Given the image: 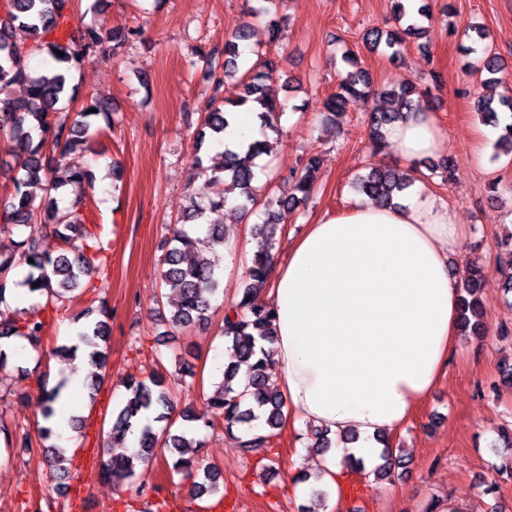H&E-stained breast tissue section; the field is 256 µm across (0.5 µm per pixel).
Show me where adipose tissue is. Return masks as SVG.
I'll return each instance as SVG.
<instances>
[{
	"instance_id": "obj_1",
	"label": "adipose tissue",
	"mask_w": 512,
	"mask_h": 512,
	"mask_svg": "<svg viewBox=\"0 0 512 512\" xmlns=\"http://www.w3.org/2000/svg\"><path fill=\"white\" fill-rule=\"evenodd\" d=\"M386 142L409 164L438 154L445 134L426 111L390 125ZM463 240L434 199L364 202L309 225L287 260L273 262V361L288 414L359 436L321 461L329 495L344 491L342 458L372 467L377 436L404 425L444 374L459 338L448 257Z\"/></svg>"
}]
</instances>
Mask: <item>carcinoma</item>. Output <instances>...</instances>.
Wrapping results in <instances>:
<instances>
[{
    "label": "carcinoma",
    "instance_id": "obj_1",
    "mask_svg": "<svg viewBox=\"0 0 512 512\" xmlns=\"http://www.w3.org/2000/svg\"><path fill=\"white\" fill-rule=\"evenodd\" d=\"M70 0H10L8 18L0 22V92L19 86L24 94L0 97V131L16 144L19 158V172L16 177V192L5 211L6 223L24 228L27 234L17 242L23 249L24 257L33 259L28 264L24 279H12L15 257L8 249L0 248V304L6 302L11 287L26 286L28 291L46 296L45 305L33 304L24 316L9 309H0V343L13 337L27 341L36 352L45 348V320L52 313L64 315L77 297L79 289L89 290L92 277L105 271L108 263L110 243L105 241L98 225L86 223L78 208L62 209L57 195L67 185L82 188L93 183L90 172L68 166L65 159L84 143L100 140L111 134L116 125L109 103L94 99L76 111L73 108L77 87L72 85L74 73L81 69L85 59L93 54L103 58L116 55L117 49L127 40L139 34L134 27L110 29L106 24L86 27L79 36L58 35L67 24ZM395 20L399 28L389 30L375 26L365 34V40L374 48H383L396 58L401 54L406 39L424 37L425 30L419 19L426 15L427 5L417 7L416 13L409 14L404 0H394ZM280 0H267L262 16L268 45L277 47L281 41L282 18L279 16ZM19 27L34 35L35 40L20 45L13 39V29ZM247 38L243 32H236L224 44V76L238 73L236 59L238 42ZM62 55H57V52ZM24 53L42 55L49 65L47 73L33 76L20 65ZM255 62L240 76L242 93L238 100L222 97L224 79L216 73L212 59L204 58L205 77L211 82V96L204 108L200 130L192 146V165L199 174L209 175L215 185L213 195L194 201L192 211L186 216L191 225H181L173 230L167 250L160 259L161 280L165 287L174 292L178 301L171 323L184 328L206 326L210 321L211 299L220 290V280L214 265L203 256V252L224 246L223 222L208 223L205 234L199 235L195 222L206 219L208 213H233L259 211L264 214L263 222L253 225L252 236L262 241L247 266L243 288L235 301L224 312L222 336L233 350L236 362L228 365L220 382L211 393L203 395L205 412L195 413L191 408L182 410L180 418L184 425L176 426L173 419L174 400L165 386L163 375L151 373L145 379L125 381V397L112 411L110 435L112 443L126 444L128 435L135 432L136 448L130 453L104 458L99 456L98 480L104 483H118L131 478L140 480L137 493L150 491L158 493L160 484L144 480L148 464L181 472L193 479L190 493L198 498L210 497L224 487L217 465L203 456L183 457V448H203L201 441L192 433L191 424L200 422L205 429L221 427L224 432L236 436L242 448H261L269 445L277 436L286 419L285 401L278 384L273 381L274 363L272 345L275 336L272 331L274 312L270 302L261 294L269 286V266L272 259V243L279 225L288 219L307 201L315 191L320 171V159L316 155L305 158L300 167L290 171L296 194L287 201L274 197L270 186H256L257 164L255 159L271 155L273 147L268 140H254L245 151L238 153L230 149L218 152L204 163L201 156L205 141L224 144V132L230 126L235 109L247 107L258 113L263 127L278 134L283 132V112L270 90L271 83L279 76L276 59L269 57V51L254 50ZM475 71L486 75L484 83L499 82L501 72L498 57L484 54L475 60ZM376 89L365 79L363 71L347 72L338 83L336 92L330 94L324 104L323 123L336 124L337 117L355 101H369ZM390 106L387 110L370 109L367 119L371 132L372 153L381 151L384 144L383 130L403 111H412L429 104L430 89L423 91L413 87H401L388 92ZM477 109L485 120L497 127L499 113L512 112V96L499 99L484 97L477 103ZM502 126V125H500ZM500 140L512 144V123L502 126ZM230 181L241 190L239 202L226 208L221 185ZM414 177L398 174L380 165L369 167L368 173L356 179L358 189L371 201L388 206L393 204L394 195L409 188ZM31 185H40L44 195L40 202L28 192ZM55 235L65 248L53 256L43 249L47 234ZM497 270L504 275V292L512 293V243L503 244L498 254ZM486 271L481 266L470 269L460 281V328L463 336H481L485 332L482 321L483 310L479 291ZM37 287H32V284ZM85 321L77 332L78 342L69 346H57L50 351L54 357L69 359L79 348L87 352L88 362L95 371L85 382L88 396L96 400L97 392L104 380L107 365V321L109 317L104 304L89 306L83 311ZM247 366L245 380L238 379L241 366ZM36 386L41 393V413L44 420H51L55 414V403L59 398V387H47L44 375H36ZM0 433L19 447L29 448L31 436L24 428H9L0 420ZM54 429L44 426L39 439L45 453L50 457L54 476L59 479L70 477L71 459L67 450L52 443ZM333 445L329 430L316 429L308 437V447L326 452ZM382 463L374 469V479L392 481L395 466L402 458L393 455L389 444H384ZM495 475L485 486V493L495 494L499 481L512 479V462L494 467Z\"/></svg>",
    "mask_w": 512,
    "mask_h": 512
}]
</instances>
